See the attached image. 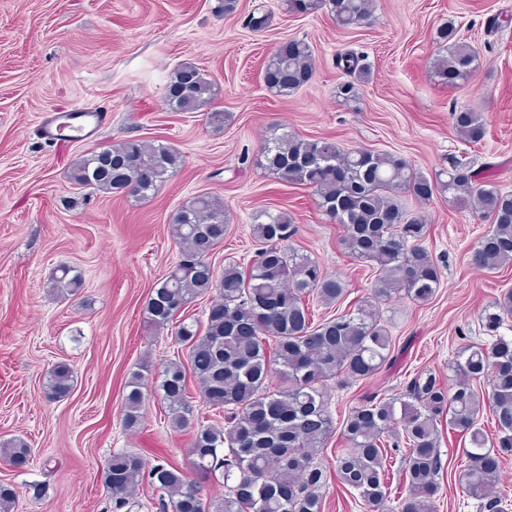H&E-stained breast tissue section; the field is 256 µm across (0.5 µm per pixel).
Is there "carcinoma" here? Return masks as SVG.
<instances>
[{
    "label": "carcinoma",
    "mask_w": 512,
    "mask_h": 512,
    "mask_svg": "<svg viewBox=\"0 0 512 512\" xmlns=\"http://www.w3.org/2000/svg\"><path fill=\"white\" fill-rule=\"evenodd\" d=\"M282 4L289 12L301 13L326 5L343 28L367 25L375 10L374 0ZM436 41L446 50L434 63L439 82L458 86L474 77L479 52L458 35L453 23L437 29ZM338 62L358 77L340 83L336 96L356 104L357 83L365 69L351 54ZM313 76L310 44L289 39L271 52L263 81L269 91L287 97L307 86ZM213 95L211 81L191 64L175 69L165 90L173 111L206 110L209 123L220 126L224 113L208 110ZM452 116L461 138L474 144L483 140L486 127L480 113L461 107ZM261 156L275 178L314 189L324 213L342 227L350 253L383 275L372 285L370 298L314 326L306 299L315 296L326 305L336 304L346 288L315 260L288 247L296 232L288 213L257 212L251 234L263 248L247 266L229 264L218 275L207 256L228 230L224 202L200 194L182 205L172 221V233L182 256L190 260L173 266L154 289L145 322L156 331L177 325L176 337L187 349L188 360L185 365L168 362L154 391L170 426L192 431L194 468L206 475L220 470L224 480H235L224 496L205 498L180 469L167 463L150 465L137 452L121 451L112 455L104 472L113 512L129 507L133 491L143 483L159 492V512H321L323 469L317 458L335 430L326 408L327 382L365 380L393 363L392 338L378 320L379 303L395 295L427 302L441 285V269L423 244L426 219L409 213L400 194L426 202L442 193L458 206L477 199L491 228L471 252V264L487 271L512 264V192L498 189L465 159L452 164L447 179L432 181L403 157L345 150L329 139L289 133L267 138ZM130 162L143 172L134 192L126 191ZM182 164L181 153L169 146L126 139L82 155L72 163L70 180L94 192L146 200ZM82 285V276L67 268L47 283L61 298ZM210 293L202 328L185 312L194 298ZM510 317L512 289L481 313L482 328L493 342L467 344L448 364L451 385L430 370L420 372L405 393L367 398L343 420L346 448L336 455V474L370 512H386L384 436L397 426L408 447L402 460L408 493L399 502V512H436V477L442 468L438 420L444 415L448 428L468 441L458 480L469 497L482 501L481 508L500 512L504 498L487 495L499 479L503 459L512 455V336L499 334ZM149 374L151 365L145 362L125 384L122 424L128 431L138 429L143 420ZM190 374L202 403L223 412L224 423L200 421L189 396ZM73 390L72 367L55 364L46 382L48 396L66 398ZM486 406L495 419L493 442L479 426ZM0 457L22 469L30 461L31 448L23 438L14 437L0 442ZM16 497L13 486L0 483V512H12Z\"/></svg>",
    "instance_id": "1"
}]
</instances>
